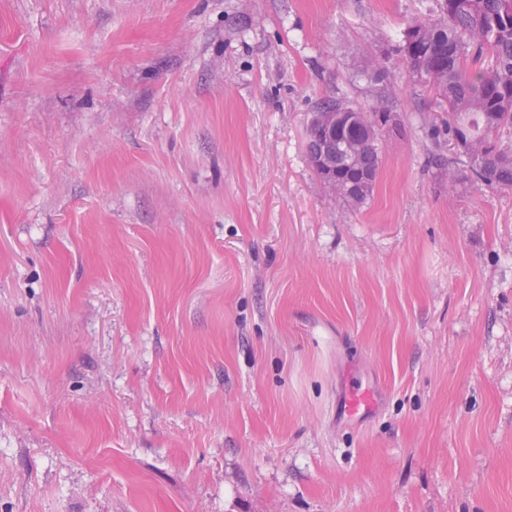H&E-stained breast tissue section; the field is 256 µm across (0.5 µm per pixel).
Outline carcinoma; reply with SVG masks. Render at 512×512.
<instances>
[{
    "mask_svg": "<svg viewBox=\"0 0 512 512\" xmlns=\"http://www.w3.org/2000/svg\"><path fill=\"white\" fill-rule=\"evenodd\" d=\"M439 17L417 21L426 40L406 60L425 87L448 100V133L462 148L476 181L491 189H512V145L492 137L512 133V0H440ZM333 109L344 121L363 126L370 115L340 100ZM368 178L346 201L362 203L372 191L382 160L370 145L362 149Z\"/></svg>",
    "mask_w": 512,
    "mask_h": 512,
    "instance_id": "1",
    "label": "carcinoma"
}]
</instances>
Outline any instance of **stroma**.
Wrapping results in <instances>:
<instances>
[{"instance_id": "stroma-1", "label": "stroma", "mask_w": 512, "mask_h": 512, "mask_svg": "<svg viewBox=\"0 0 512 512\" xmlns=\"http://www.w3.org/2000/svg\"><path fill=\"white\" fill-rule=\"evenodd\" d=\"M436 16L0 0V512H512V189L401 58ZM338 98L399 119L358 206ZM328 109L336 111L323 112L319 115L314 137L319 142L320 151L314 157V161L323 171L327 182L336 186V151H342V148L349 149L363 139L364 133L360 126L370 124V115L340 100L323 105L315 115ZM336 116L341 117L343 121L353 120L360 126L350 122L346 124L337 122ZM315 171L321 177L316 169ZM374 403L375 398L370 390L352 382L344 398L343 408L349 417L358 418L369 411Z\"/></svg>"}]
</instances>
